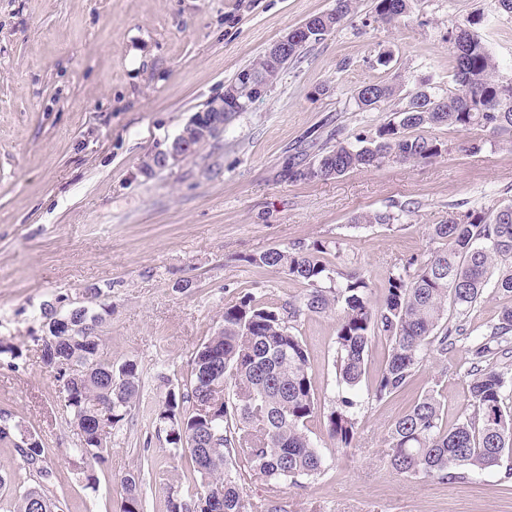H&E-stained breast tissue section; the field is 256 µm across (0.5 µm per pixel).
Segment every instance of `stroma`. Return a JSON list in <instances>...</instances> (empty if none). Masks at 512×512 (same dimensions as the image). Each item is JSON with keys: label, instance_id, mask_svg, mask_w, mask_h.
I'll list each match as a JSON object with an SVG mask.
<instances>
[{"label": "stroma", "instance_id": "1", "mask_svg": "<svg viewBox=\"0 0 512 512\" xmlns=\"http://www.w3.org/2000/svg\"><path fill=\"white\" fill-rule=\"evenodd\" d=\"M336 0H0V338L22 353L20 370L0 367V408H10L51 450V494L69 512H121L125 474H141L144 512H166V489L187 487L188 464L156 429L161 377L183 382L192 352L247 293L283 304L303 284L250 266L271 248L326 242L336 270L365 277L379 304L388 277L407 259L441 249L429 225L454 206L512 201V133L445 126L425 135L447 144L442 157L389 162L338 177L291 183L289 165L311 160L337 139L371 134L402 100L369 111L362 85H453L448 28L485 0H413L388 26L374 0L307 45L248 111L196 154L147 168L194 113L223 95L238 71ZM504 77H512V15L489 14L481 29ZM481 150H472L473 142ZM412 203L395 224L356 218ZM104 289L112 317L102 327L114 365L141 373L139 403L112 431L95 478L68 463L77 436L44 369L37 318L43 302ZM336 312L302 315L297 334L322 405L336 397ZM465 345L427 354L410 385L384 400L371 390L388 345L373 340L358 388L359 431L336 447L322 418L308 425L326 464L300 485L271 491L244 484L247 508L276 502L283 512H512L500 470L464 481L404 479L388 464L391 425L422 394L437 390L448 423L467 413ZM87 472V473H88Z\"/></svg>", "mask_w": 512, "mask_h": 512}]
</instances>
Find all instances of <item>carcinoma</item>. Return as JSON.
<instances>
[{"label": "carcinoma", "mask_w": 512, "mask_h": 512, "mask_svg": "<svg viewBox=\"0 0 512 512\" xmlns=\"http://www.w3.org/2000/svg\"><path fill=\"white\" fill-rule=\"evenodd\" d=\"M356 9V0H336L329 12L312 16L304 25L308 43L325 39ZM409 0H376L375 20L392 24L409 13ZM483 15L448 28L454 48L453 88L436 96L419 85L407 93V103L393 119L370 136L338 141L306 167H288L291 183L327 179L387 162L418 163L441 157L447 145L420 131L444 125L457 129L491 128L512 133V78L503 79L485 41L476 31ZM284 68L262 54L242 69L272 85ZM399 84L372 83L357 90L355 105L375 109L400 96ZM253 104L241 73L224 88V112L200 113L207 122H227ZM399 220L390 211L366 213L357 224L389 225ZM444 248L423 260H407L402 271L388 277L382 303L367 298L369 283L355 274H334L322 241L271 248L250 255L256 268L281 271L307 285L297 300L268 305L246 294L224 308L222 325L199 343L190 358V374L181 388H167L157 413L159 431L178 457L192 461L194 489L169 487L166 512H245L243 482L258 476L272 485L301 484L324 470L325 457L308 435V423L321 406L309 375V357L295 323L304 314L340 309L336 324V385L341 395L326 415L329 437L340 448L351 446L357 434L356 390L365 374L369 343L382 338L389 354L372 389L382 400L406 388L428 351L447 355L468 338L459 317L475 309L488 286L512 295V203L491 209L456 210L439 224L428 226ZM496 279H491L493 269ZM455 312L458 319L450 317ZM112 316V305L72 304L62 310L53 303L40 307L41 362L61 383L64 407L77 431L70 449L73 465L88 458L101 460L112 428L135 408L140 373L135 363L114 369L104 352L99 327ZM467 402L470 413L448 427L444 404L436 390L422 395L392 425L388 462L403 478L465 479L493 467L512 477V407L505 404L512 367V306L467 349ZM224 399L219 418L205 424L195 403L207 396ZM0 445L11 450L15 470L0 474V489L32 486L16 497L13 512H64L49 496L54 471L49 449L40 436L22 425L17 415L0 408ZM122 512H141L140 475L122 479Z\"/></svg>", "instance_id": "cac0c4a2"}]
</instances>
